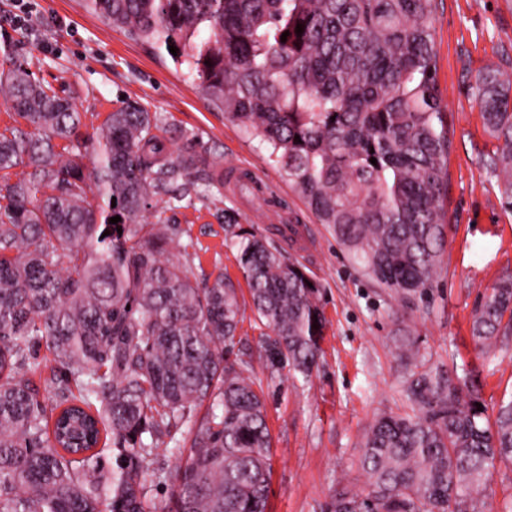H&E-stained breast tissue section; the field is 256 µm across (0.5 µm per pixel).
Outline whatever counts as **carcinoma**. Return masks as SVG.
Listing matches in <instances>:
<instances>
[{
  "label": "carcinoma",
  "mask_w": 512,
  "mask_h": 512,
  "mask_svg": "<svg viewBox=\"0 0 512 512\" xmlns=\"http://www.w3.org/2000/svg\"><path fill=\"white\" fill-rule=\"evenodd\" d=\"M85 5L136 41L178 48L173 60L267 146L366 276L397 296L430 286L453 144L435 0ZM0 91L14 115L0 129V512H267L265 394L251 361L229 359L245 317L238 289L222 273L193 279V240L157 209L224 185L223 160L186 134L171 152L165 115L137 101L89 135L72 97L10 56ZM473 92L498 142L482 165L512 212V70L481 71ZM224 245L266 328L270 377L286 368L309 378L326 328L320 285L231 209ZM508 334L510 274L472 322L486 353ZM43 343L55 354L51 407L32 381ZM416 343L407 329L398 346L412 413L374 419L362 489L337 491L326 512H484L495 497L491 469L512 464V400L490 418L468 375L425 366ZM110 446L119 454L107 470ZM161 449L177 457L175 471L157 465ZM158 486L168 487L161 507Z\"/></svg>",
  "instance_id": "cac0c4a2"
}]
</instances>
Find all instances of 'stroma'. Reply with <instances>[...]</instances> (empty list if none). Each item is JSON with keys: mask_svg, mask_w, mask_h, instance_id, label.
Returning <instances> with one entry per match:
<instances>
[{"mask_svg": "<svg viewBox=\"0 0 512 512\" xmlns=\"http://www.w3.org/2000/svg\"><path fill=\"white\" fill-rule=\"evenodd\" d=\"M19 10V0H0V54L27 61L36 79L72 96L87 126H98L120 99L135 100L166 116L174 148H182L183 134H192L199 147L259 171L288 192L302 241L285 250L320 284L327 325L324 353L308 380L285 370L269 378L252 318H245L235 338V353L250 359L267 397L268 512H324L335 490L362 485L358 459L369 425L378 414L411 409L397 356L399 328L415 330L426 365L470 371L489 413L512 399V336L499 337L494 356L486 358L471 334L477 306L501 275L512 273V212L503 208L481 164L497 142L472 95L480 69L512 62V0H436L437 80L454 129L447 237L431 286L404 297L355 268L329 228L316 223L286 176L269 164L266 148L214 109L165 50L130 39L84 10L81 0H29L27 16ZM225 207L277 239L273 225L257 219L261 201L225 187L211 186L208 200L165 210L164 216L196 245L193 277L227 273L246 304L248 287L217 218Z\"/></svg>", "mask_w": 512, "mask_h": 512, "instance_id": "stroma-1", "label": "stroma"}]
</instances>
